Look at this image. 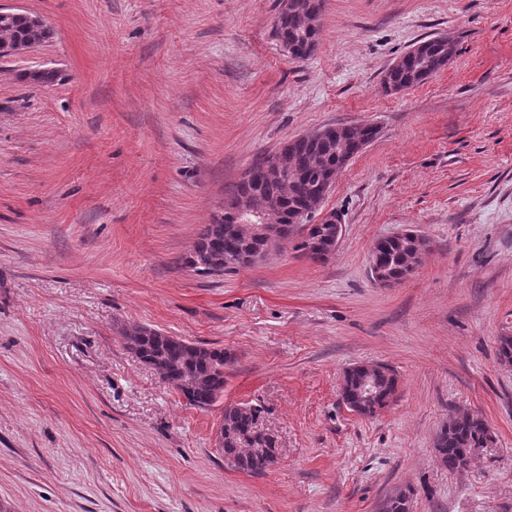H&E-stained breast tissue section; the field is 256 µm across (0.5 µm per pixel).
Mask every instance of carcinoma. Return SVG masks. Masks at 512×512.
<instances>
[{"label":"carcinoma","mask_w":512,"mask_h":512,"mask_svg":"<svg viewBox=\"0 0 512 512\" xmlns=\"http://www.w3.org/2000/svg\"><path fill=\"white\" fill-rule=\"evenodd\" d=\"M324 0H288V10L278 11L276 34L294 60L310 57L317 45ZM5 37L9 40L45 39L43 32L18 19ZM456 54V44L448 36H436L415 43L399 56L385 74V85L393 91L410 89L443 70ZM376 137L368 125L327 126L287 142L272 156L251 165L253 175L241 178L228 192L227 208L215 222L203 226L192 251L183 264L190 268L202 263L226 273L254 265V257L264 253L267 243L242 222L238 209L265 207L269 224L288 226L296 215L310 216L322 209L325 188L332 187L351 155ZM296 239L294 248L314 262H325L336 247V225L311 224L285 239ZM424 246L407 234L389 240L381 249L380 261L388 276H411ZM124 346L159 373L186 403L198 409L212 407L224 395V349L190 343L140 324L120 327ZM342 400L347 408L360 403L359 390L366 373L354 366L344 374ZM397 375L384 367L375 379L376 396L364 404L365 413L375 416L394 399ZM261 408L248 404L227 405L222 416L224 441L221 450L227 466L253 475L264 474L275 462L276 438L261 426ZM491 434L486 421L471 413L449 417L436 434L434 449L438 461L450 472L467 470L474 451L487 446ZM410 495L399 491L388 500L387 512H410Z\"/></svg>","instance_id":"cac0c4a2"}]
</instances>
